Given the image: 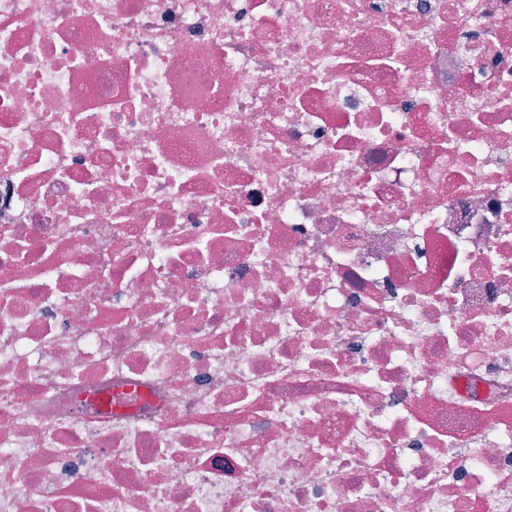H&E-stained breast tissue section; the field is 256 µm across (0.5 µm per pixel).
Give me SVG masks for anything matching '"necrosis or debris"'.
<instances>
[{"mask_svg":"<svg viewBox=\"0 0 512 512\" xmlns=\"http://www.w3.org/2000/svg\"><path fill=\"white\" fill-rule=\"evenodd\" d=\"M0 512H512V0H0Z\"/></svg>","mask_w":512,"mask_h":512,"instance_id":"obj_1","label":"necrosis or debris"}]
</instances>
